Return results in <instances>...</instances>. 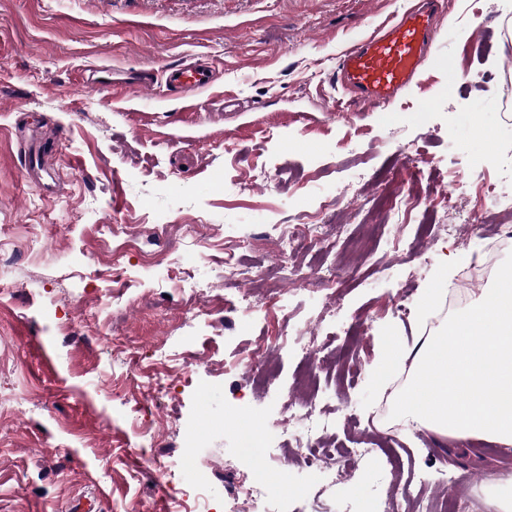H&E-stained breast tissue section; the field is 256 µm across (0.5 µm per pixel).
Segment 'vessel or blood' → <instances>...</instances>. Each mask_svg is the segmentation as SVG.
<instances>
[{"instance_id":"obj_1","label":"vessel or blood","mask_w":512,"mask_h":512,"mask_svg":"<svg viewBox=\"0 0 512 512\" xmlns=\"http://www.w3.org/2000/svg\"><path fill=\"white\" fill-rule=\"evenodd\" d=\"M444 2L410 0L401 12L337 54L332 82L348 91L353 104L388 105L417 78L427 56L438 47L441 30L433 17ZM161 75L169 95L182 100L213 82L210 67L197 63L170 65ZM150 86L145 70L115 84L124 100Z\"/></svg>"}]
</instances>
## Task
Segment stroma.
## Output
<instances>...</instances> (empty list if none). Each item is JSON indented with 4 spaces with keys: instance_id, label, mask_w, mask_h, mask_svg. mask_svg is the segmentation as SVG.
Returning a JSON list of instances; mask_svg holds the SVG:
<instances>
[{
    "instance_id": "35a3bbf8",
    "label": "stroma",
    "mask_w": 512,
    "mask_h": 512,
    "mask_svg": "<svg viewBox=\"0 0 512 512\" xmlns=\"http://www.w3.org/2000/svg\"><path fill=\"white\" fill-rule=\"evenodd\" d=\"M451 2L455 21L417 82L390 109L339 115L337 54L406 0H0V241L18 249L0 292V512H225L230 486L258 479L282 512H403L389 455L425 493L460 491L471 512H489L511 452L410 428L391 418L390 395L361 404L382 328L422 335L423 296L496 235L486 208L512 213V0ZM192 59L218 81L192 93L187 116L162 87L125 111L88 79L95 67L157 72ZM35 150L43 169L32 174ZM406 156L430 169L420 195L479 176L498 194L408 224L403 244L381 236L372 259L336 278L335 297L288 283L252 314L225 311L245 287L224 280L239 240L254 242L239 264L279 280L273 255L289 225L323 204L364 223L337 189L361 174L375 199L391 196ZM103 224L131 228L136 249L112 252ZM170 224L199 225L200 241L164 246ZM418 240L423 263L406 249ZM147 253L208 283L203 318L187 319L182 283L155 279ZM400 293L404 315L391 304ZM317 335L336 339L314 379L333 440L372 442L349 470L278 460L300 445L288 395ZM280 336L279 371L253 396L248 355ZM348 360L352 382L337 370ZM235 417L259 430L269 468L242 453ZM188 439L192 468L164 486L144 473L150 457L180 463Z\"/></svg>"
}]
</instances>
